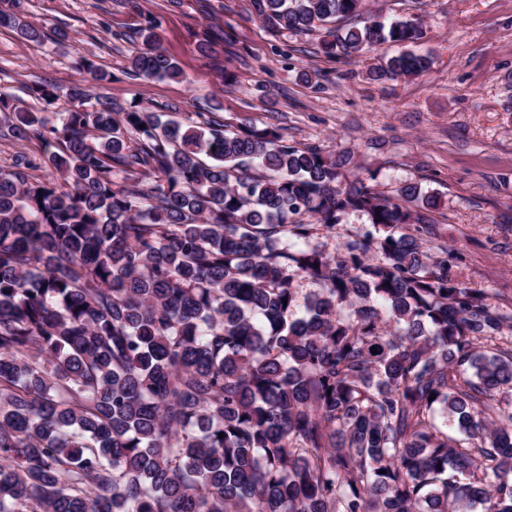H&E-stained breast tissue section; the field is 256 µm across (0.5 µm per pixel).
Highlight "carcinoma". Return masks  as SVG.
Wrapping results in <instances>:
<instances>
[{
	"mask_svg": "<svg viewBox=\"0 0 512 512\" xmlns=\"http://www.w3.org/2000/svg\"><path fill=\"white\" fill-rule=\"evenodd\" d=\"M256 5L276 34L364 7ZM1 26L36 37L14 12ZM158 28L145 19L130 69L180 79ZM421 34L368 18L322 51ZM429 64L405 52L376 76ZM33 93L73 108L0 92V139L55 148L43 179L25 154L0 169V512H512V406L492 404L512 348L480 349L512 314L452 272L423 217L274 129L186 125L81 81ZM349 212L368 228L342 253L312 244Z\"/></svg>",
	"mask_w": 512,
	"mask_h": 512,
	"instance_id": "obj_1",
	"label": "carcinoma"
}]
</instances>
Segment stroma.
<instances>
[{"mask_svg": "<svg viewBox=\"0 0 512 512\" xmlns=\"http://www.w3.org/2000/svg\"><path fill=\"white\" fill-rule=\"evenodd\" d=\"M44 38L0 27V91L32 109L47 105L30 87L77 80V55L107 72L114 102L174 112L185 123L216 112L227 130L276 127L290 143L349 156V179L374 180L384 194L418 184L453 271L512 313V0H365L364 13L416 18L414 53L431 64L410 78L372 71L401 46L385 43L349 58L324 55L328 35L271 34L254 0H0ZM155 17L162 44L184 80L132 75L130 35ZM66 30L69 45L52 37ZM233 73L225 83V73Z\"/></svg>", "mask_w": 512, "mask_h": 512, "instance_id": "obj_1", "label": "stroma"}]
</instances>
